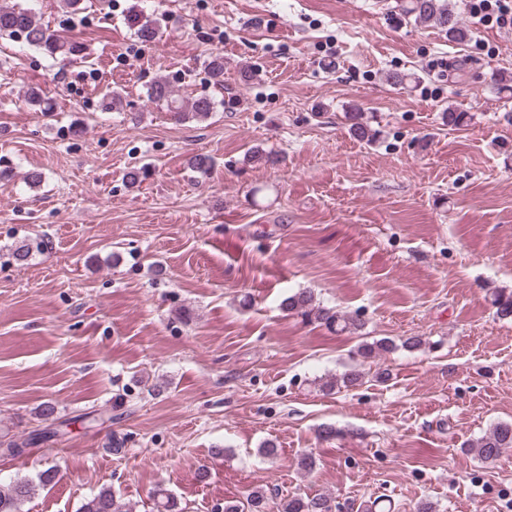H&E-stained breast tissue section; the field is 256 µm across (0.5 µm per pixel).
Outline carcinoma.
<instances>
[{
    "instance_id": "carcinoma-1",
    "label": "carcinoma",
    "mask_w": 512,
    "mask_h": 512,
    "mask_svg": "<svg viewBox=\"0 0 512 512\" xmlns=\"http://www.w3.org/2000/svg\"><path fill=\"white\" fill-rule=\"evenodd\" d=\"M400 20L416 24H429L448 33L453 40H464L467 29L461 20L457 5L451 0H397ZM130 26L136 28L142 43L151 45L159 37L157 21L147 15L143 9L134 7L128 15ZM0 36H6L22 45L38 50L59 62H68L85 57L83 46L61 35L58 31L44 25L37 18V12L31 0L0 7ZM214 83L224 82V55L214 52L208 63ZM148 97L154 103L166 106L178 121L189 119L204 120L216 110V101L208 95H199L188 105L176 98L172 86L165 79H157L148 89ZM350 130L359 140L371 137V129L362 121L361 113L348 112ZM493 306L496 314L503 318H512V291L497 290L493 294ZM288 313L298 315L307 323L324 325L336 332H354L357 325L348 315L316 302L310 291L294 294L283 302ZM395 348L392 341L381 339L359 345L357 355L368 360L382 352ZM364 372L357 366L341 376L328 381L324 388H349L362 382ZM512 449V422H499L479 440L468 445V451L484 462H494L503 453ZM36 485L31 481H16L7 487L0 486V512H22L24 503L34 495ZM156 512H177V503L165 489L154 493ZM268 497L263 490H254L246 501L226 500L221 512H268ZM332 499L326 494L291 496L277 505V512H331ZM78 512H132V509L109 488L101 489L96 495L81 504Z\"/></svg>"
}]
</instances>
